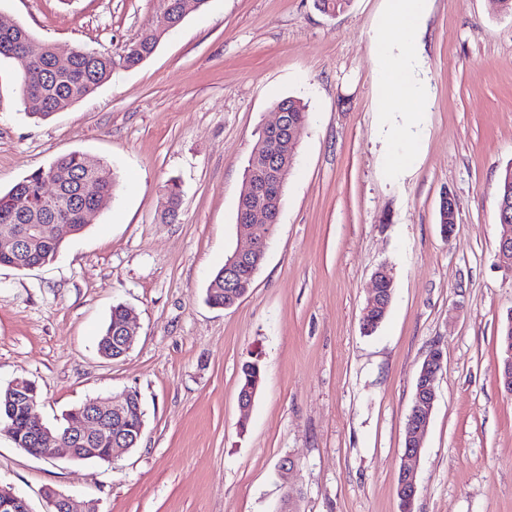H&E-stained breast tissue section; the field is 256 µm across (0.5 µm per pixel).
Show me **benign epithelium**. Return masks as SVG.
Returning a JSON list of instances; mask_svg holds the SVG:
<instances>
[{"label": "benign epithelium", "mask_w": 512, "mask_h": 512, "mask_svg": "<svg viewBox=\"0 0 512 512\" xmlns=\"http://www.w3.org/2000/svg\"><path fill=\"white\" fill-rule=\"evenodd\" d=\"M300 128L301 125L289 120L288 114L284 111L277 112L275 121L265 125L269 152L257 163L256 181L253 184L252 194L248 205L240 212V224H238L240 234L248 240V246L234 251L227 268L234 269L247 259L256 256L261 258L266 254V241L252 234L247 225L271 223L275 214L274 203L279 199L282 180L287 167L291 166L293 161V158L280 153L279 149L287 143L294 144ZM440 209L442 220L446 221V224L442 225L443 235L449 238L456 226L455 203L449 194L446 193L442 196ZM497 259L500 268L509 273L512 272V235L500 240ZM392 289H394V283L386 267L379 266L373 274L370 293L366 301L367 309L383 307V304L386 303V293ZM508 330L511 331V334L503 337L505 357L499 383L507 394L512 395V315L509 316ZM120 332L122 347L133 346L136 331L132 312L126 313V320L122 323ZM442 360L443 355L440 348H431L417 376L419 389L414 393L406 430L400 468L402 482L398 489L401 504L406 508L413 507L417 492L416 462L422 452V438L428 431L437 397L436 383L442 368ZM11 388L14 391L15 407L23 412L27 423L25 434L19 433L13 437L16 447L22 450L25 448L28 436L43 432L44 427L35 413L36 386L27 379L18 378L11 383ZM138 405H140V400L134 398L128 391L103 400L86 403L70 424L68 438L73 446L52 448L50 449L51 456L64 454L70 457L74 455L77 446L93 442L101 436L105 420L114 419L121 422ZM45 498L51 507L50 512H99L98 502L95 500L78 501L71 496L50 490L46 491ZM0 512H29V509L24 498L16 495L12 489L0 486Z\"/></svg>", "instance_id": "7a95c632"}]
</instances>
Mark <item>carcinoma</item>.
Instances as JSON below:
<instances>
[{"label": "carcinoma", "mask_w": 512, "mask_h": 512, "mask_svg": "<svg viewBox=\"0 0 512 512\" xmlns=\"http://www.w3.org/2000/svg\"><path fill=\"white\" fill-rule=\"evenodd\" d=\"M161 11L171 22L182 18L185 0H161ZM167 28H159L141 35L133 41L137 50L125 52L118 61L111 56L95 51L77 49L75 53L60 59L52 46L42 44L34 54L28 50L32 43L30 32L23 26L12 32L0 31V57L11 58L18 63L23 95L35 97L43 107L33 115L48 119L72 104L84 99L111 75L116 65L134 68L147 59L157 48ZM275 108L288 112L289 118L306 123L308 113L305 105L291 97L278 101ZM55 173L58 181L57 200L48 202L44 197L43 179L48 173ZM117 188L116 175L106 164L86 168L84 157L73 152L56 158L47 168L38 169L8 192L0 194V235L8 234L22 224H36L39 231L31 241L18 251L0 253V265L16 269L31 263L46 264L61 250L65 238L55 231L57 224H71L73 231L80 233L92 215L99 210L104 199L114 196ZM181 190L176 181L167 184L165 202L160 221L169 223L178 214ZM239 289L226 287L224 269L220 268L212 277L206 293L207 302L213 306L229 308L235 304ZM125 316V305L112 307L109 323L98 341L100 354L115 360V336ZM262 368L257 360L243 363L240 369V389L258 390ZM9 389H0V432L20 431L24 427L21 413L9 412ZM68 426L48 430L44 439L31 445L29 453L46 457L51 448L62 446L67 441Z\"/></svg>", "instance_id": "1"}]
</instances>
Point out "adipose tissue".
<instances>
[{
	"mask_svg": "<svg viewBox=\"0 0 512 512\" xmlns=\"http://www.w3.org/2000/svg\"><path fill=\"white\" fill-rule=\"evenodd\" d=\"M424 6V0H387L384 14L387 33L381 36L377 47L382 61L380 84L384 93L420 107L426 104V91L412 77L418 60L400 50L397 42L418 28Z\"/></svg>",
	"mask_w": 512,
	"mask_h": 512,
	"instance_id": "adipose-tissue-1",
	"label": "adipose tissue"
}]
</instances>
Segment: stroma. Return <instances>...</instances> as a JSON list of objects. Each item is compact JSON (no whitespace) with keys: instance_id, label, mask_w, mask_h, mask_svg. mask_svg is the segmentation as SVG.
Here are the masks:
<instances>
[{"instance_id":"stroma-1","label":"stroma","mask_w":512,"mask_h":512,"mask_svg":"<svg viewBox=\"0 0 512 512\" xmlns=\"http://www.w3.org/2000/svg\"><path fill=\"white\" fill-rule=\"evenodd\" d=\"M385 0L336 15L315 0H210L133 69L47 120L0 57V191L78 152L109 163L115 199L55 259L0 267V388L37 386L57 427L74 406L137 391L145 426L109 463L47 459L0 433V484L31 512L52 488L100 512H398L415 382L441 348L414 512H512V396L499 386L512 276L499 182L512 166V13L497 0H426L417 48L429 99L416 137L379 87ZM160 0H0V21L37 42L120 57L155 28ZM307 106L275 234L249 292L205 301L212 273L243 246L237 205L257 133L276 101ZM177 181L176 221L159 216ZM456 204L440 232L444 193ZM395 285L385 320L361 329L371 278ZM138 336L98 352L115 304ZM259 360L249 414L240 368ZM295 458L289 476L279 462Z\"/></svg>"}]
</instances>
